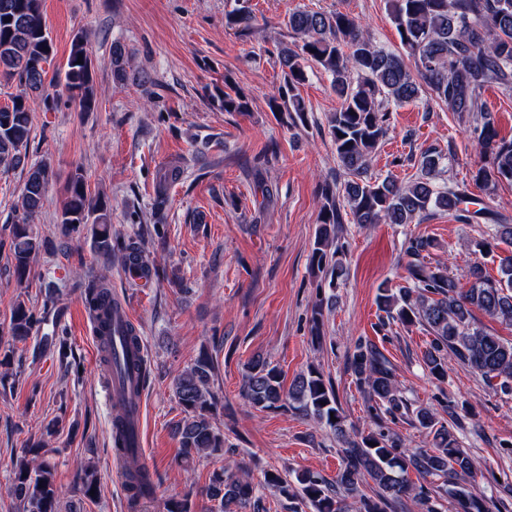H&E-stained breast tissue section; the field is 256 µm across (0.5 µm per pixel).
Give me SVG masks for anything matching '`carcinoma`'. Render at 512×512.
<instances>
[{
	"instance_id": "obj_1",
	"label": "carcinoma",
	"mask_w": 512,
	"mask_h": 512,
	"mask_svg": "<svg viewBox=\"0 0 512 512\" xmlns=\"http://www.w3.org/2000/svg\"><path fill=\"white\" fill-rule=\"evenodd\" d=\"M391 18L402 51L387 52L378 47L359 22L342 12L297 10L289 14L286 27L298 39L295 48L279 50L280 63L288 69L274 112H294L304 116L307 107L296 93L305 81L306 65L314 64L331 77V87L340 101L329 118V133L338 166L347 179L322 189L311 267L330 277L335 284L343 275L340 249H331L342 223L340 203H345L355 224H410L433 209H443L466 223L483 220L489 235L512 242V224L507 217L483 205L470 211L472 197L467 186L438 182L443 155L433 149L421 152L420 174L402 185L387 175L368 174L369 162L388 131L392 108L405 103L444 104L448 110L471 122V133L480 152L491 159L490 169L480 167L474 181L512 182V139L499 137L491 112L481 103L484 92L497 88L512 95V0H392ZM225 26L239 33L251 32L256 17L242 5L224 17ZM52 54V39L41 11V0H0V77L16 80L19 93L11 103L0 107V163L24 164L21 150L27 146L32 117L30 96L44 90ZM92 60L86 48V35L75 34L64 73L67 101L78 103L84 112L95 102L91 77ZM122 49L112 52V76L126 80ZM226 112H245L248 101L229 81L219 96ZM54 176L46 164L28 169L17 221L11 225L9 252L13 274L18 281L29 275L34 254L43 242L33 232L30 219L42 206L45 190ZM180 177V170L164 169L154 191L164 203L168 190ZM61 211L62 233L69 237L80 225H91L93 246L98 255L117 258L124 272L134 281L146 284L158 276L159 269L144 245L136 240L118 242L112 238L106 204L89 193L84 175H69ZM434 247L424 237L409 239V257L404 284L379 288L377 307L384 313L380 325L422 322L431 331V340L422 361L436 380L448 375V359L468 366L504 395H512V342H504L474 326L473 309L512 325V257L500 261V278L491 279L481 264L470 266L468 289L442 265L425 262V252ZM82 295L85 307L99 326L103 372H135L141 383L150 377L145 358L129 361L124 352L140 347L138 329L123 328L121 303L112 294V285L103 272L84 274ZM48 298L38 315L17 302L9 323L0 326V340L8 336L22 342L31 337L52 307ZM355 383L367 395L368 411L394 415L411 414L420 427L432 435L433 448H406L385 433L350 432L331 383L315 368L308 369L285 389L280 370L260 355L246 364L243 394L255 409L287 408L314 419L330 429L341 446L342 466L331 484L315 472L305 471L290 480L278 470L264 471L263 480L254 483L245 472L239 477L216 470L205 489L213 502L212 512H262L265 495L284 498L303 505L310 512H344V501L356 498V512H388L407 498L423 512H496V503L479 492L474 484L475 465L457 437L436 412L427 408L409 409L396 394L395 380L387 359L372 343L355 345L348 358ZM215 369L207 348L172 381V392L182 408L176 424L180 436L181 460L208 451L224 449V432L212 421L216 396L210 390ZM124 417L112 406V447L124 448ZM32 458L16 462L8 495L19 501L22 512H59L61 488L56 484L55 465L48 452L25 448ZM427 485L415 486L409 471ZM372 481L378 488L374 497L360 492V485ZM154 474L131 460L126 470V489L130 512L156 493Z\"/></svg>"
}]
</instances>
